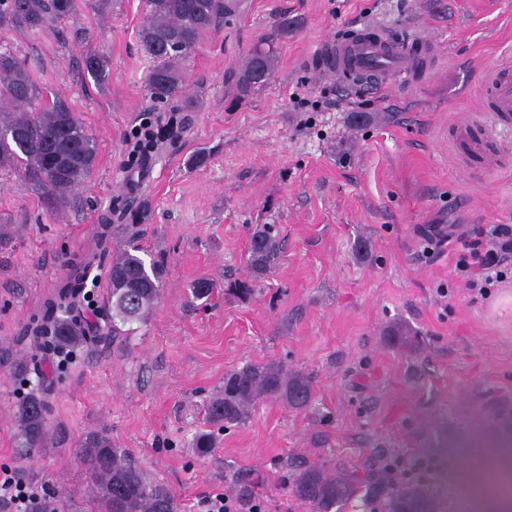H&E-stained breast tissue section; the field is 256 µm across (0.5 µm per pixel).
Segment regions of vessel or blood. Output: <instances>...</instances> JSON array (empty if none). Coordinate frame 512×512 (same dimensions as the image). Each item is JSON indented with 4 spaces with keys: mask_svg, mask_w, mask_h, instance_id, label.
<instances>
[{
    "mask_svg": "<svg viewBox=\"0 0 512 512\" xmlns=\"http://www.w3.org/2000/svg\"><path fill=\"white\" fill-rule=\"evenodd\" d=\"M410 59L408 44L375 32L369 24L357 35L331 45L325 64L337 79L359 78L368 89L378 91L391 79L410 72ZM491 94L498 112L494 124L504 126L506 118L512 116V78L496 73Z\"/></svg>",
    "mask_w": 512,
    "mask_h": 512,
    "instance_id": "b4317fda",
    "label": "vessel or blood"
}]
</instances>
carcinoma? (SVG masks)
<instances>
[{
    "instance_id": "cac0c4a2",
    "label": "carcinoma",
    "mask_w": 512,
    "mask_h": 512,
    "mask_svg": "<svg viewBox=\"0 0 512 512\" xmlns=\"http://www.w3.org/2000/svg\"><path fill=\"white\" fill-rule=\"evenodd\" d=\"M148 13L139 31L141 47L151 65L146 90L156 102H166L184 93L178 71L179 59L190 54L200 36L216 28L231 12V0H147ZM75 0H0V26L11 25L31 31L69 16ZM277 64L273 43L253 48L238 73L237 91L246 96L267 84ZM88 76L98 84L108 79L107 62L99 55H85ZM38 94L25 64L6 46L0 47V171L14 164L25 165L27 178L45 189L49 204L65 198L92 171L96 142L78 118L67 109L47 103L41 111L29 106ZM280 242L269 226L258 229L251 240L248 263L252 276H264L276 263ZM164 263L145 260L138 247L129 244L113 261L108 296L112 332L144 320L157 303ZM83 288V275L76 272L60 292L59 303H51L42 319L41 332L53 345L75 348L88 340L74 317L61 318L55 308L73 300ZM282 398L293 406L305 405L311 397L310 384L274 364L251 363L224 375V389L209 403L210 424L221 429L245 424L256 401ZM48 408L37 393L17 406L15 422L26 446L35 448L47 431ZM80 458L90 474L102 512H177L170 490L150 478L146 470L127 459L121 448L112 447L105 435L91 432L80 444ZM295 496L312 512H332L361 491L385 498L386 512H438L436 499L422 484L395 487L381 476L368 484L336 468L313 466L297 474L292 482Z\"/></svg>"
}]
</instances>
